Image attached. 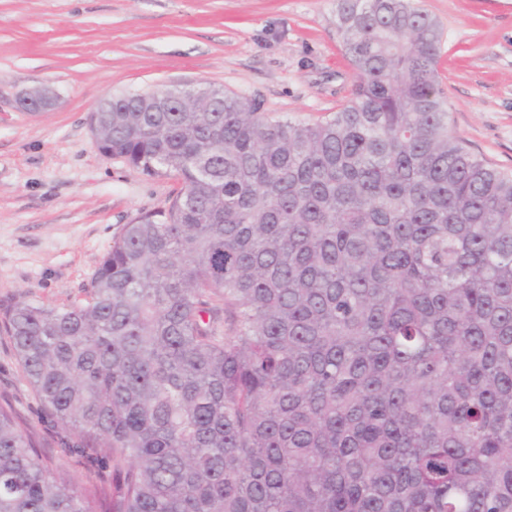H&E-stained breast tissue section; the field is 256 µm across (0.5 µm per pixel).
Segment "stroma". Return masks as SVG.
I'll use <instances>...</instances> for the list:
<instances>
[{
	"label": "stroma",
	"mask_w": 512,
	"mask_h": 512,
	"mask_svg": "<svg viewBox=\"0 0 512 512\" xmlns=\"http://www.w3.org/2000/svg\"><path fill=\"white\" fill-rule=\"evenodd\" d=\"M442 25L439 76L465 148L512 170V0H419ZM336 0H0V308L82 301L124 224L180 188L102 154L88 124L109 96L210 83L273 118L312 123L344 104L354 72L336 33ZM50 86L57 107L19 111ZM0 406L35 433L59 479L98 475L65 453L7 336ZM56 102L55 91L49 87H42L20 93L15 99V107L24 112L43 114L52 111Z\"/></svg>",
	"instance_id": "stroma-1"
}]
</instances>
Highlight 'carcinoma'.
I'll use <instances>...</instances> for the list:
<instances>
[{
	"mask_svg": "<svg viewBox=\"0 0 512 512\" xmlns=\"http://www.w3.org/2000/svg\"><path fill=\"white\" fill-rule=\"evenodd\" d=\"M313 124L207 84L112 97L101 152L182 187L85 301L0 314L68 453L0 407V512H512V175L470 154L414 0H336Z\"/></svg>",
	"mask_w": 512,
	"mask_h": 512,
	"instance_id": "carcinoma-1",
	"label": "carcinoma"
}]
</instances>
